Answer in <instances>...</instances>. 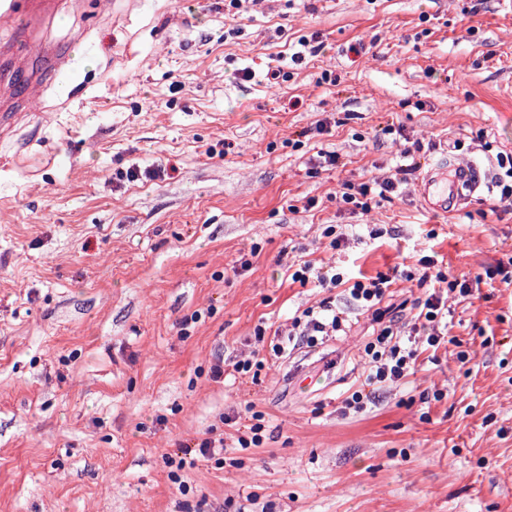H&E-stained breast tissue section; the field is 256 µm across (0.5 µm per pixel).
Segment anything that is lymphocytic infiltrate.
I'll return each instance as SVG.
<instances>
[{
    "mask_svg": "<svg viewBox=\"0 0 512 512\" xmlns=\"http://www.w3.org/2000/svg\"><path fill=\"white\" fill-rule=\"evenodd\" d=\"M340 198L349 205L351 212L365 214L371 209L374 198H387L399 189L397 181L371 178L354 184L343 183ZM398 276L397 269L347 281L341 267H314L304 263L291 273L292 282L307 286L317 281L319 287L334 290L345 287L353 305L371 312L379 328L376 336L367 342L360 355L365 368V378L344 401L345 409L363 410L365 403L373 401L376 393L389 384H397L414 376L419 367L420 346L440 348L456 344V337L448 333V307L444 292L469 297L478 292L483 281L482 275L458 279L443 272L438 259L422 257L417 282L424 291L413 301L414 314L404 323L402 330H394L384 321L386 312L381 304ZM351 326L346 311L321 303L319 308H306L295 315L288 330V340L315 343L318 337L349 329Z\"/></svg>",
    "mask_w": 512,
    "mask_h": 512,
    "instance_id": "1",
    "label": "lymphocytic infiltrate"
}]
</instances>
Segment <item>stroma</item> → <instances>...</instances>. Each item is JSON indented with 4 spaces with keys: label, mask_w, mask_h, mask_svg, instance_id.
<instances>
[{
    "label": "stroma",
    "mask_w": 512,
    "mask_h": 512,
    "mask_svg": "<svg viewBox=\"0 0 512 512\" xmlns=\"http://www.w3.org/2000/svg\"><path fill=\"white\" fill-rule=\"evenodd\" d=\"M312 36L323 50L293 60ZM27 38L70 57L42 70L0 24V113L16 115L0 133V512H512V277L449 297L461 348L423 350L363 411H339L376 327L357 310L259 380L212 378L260 322L325 299L289 263L373 276L433 255L459 277L512 260L491 182L512 151V10L53 0ZM416 139L421 169L455 159L480 189L447 214L414 179L364 216L339 203L342 182L395 177ZM250 403L263 443L241 450L221 418ZM211 430L236 466L199 456L172 481L166 457Z\"/></svg>",
    "instance_id": "35a3bbf8"
}]
</instances>
